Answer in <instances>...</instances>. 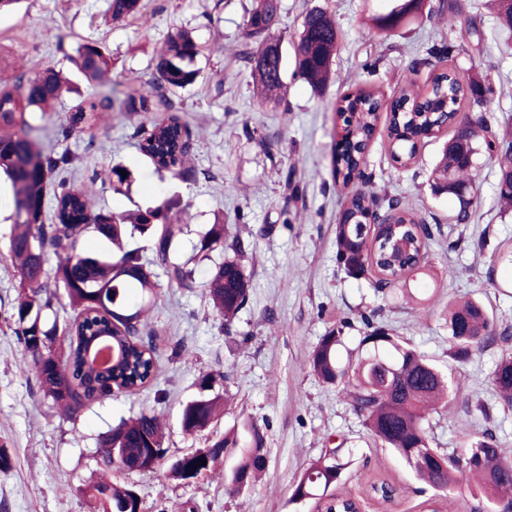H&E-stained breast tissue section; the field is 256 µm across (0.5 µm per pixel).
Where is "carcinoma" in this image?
<instances>
[{
    "label": "carcinoma",
    "instance_id": "cac0c4a2",
    "mask_svg": "<svg viewBox=\"0 0 512 512\" xmlns=\"http://www.w3.org/2000/svg\"><path fill=\"white\" fill-rule=\"evenodd\" d=\"M497 26L494 34L512 42V7L505 0H488ZM143 0H109L108 10L115 21L142 11ZM283 9L282 0H253L246 20V36L258 45L253 57L256 89L265 100L284 87L285 63L275 30ZM430 18L448 19L449 26H460L466 39L485 42L486 35L475 25L459 0H391L385 14L370 17L372 27L389 31L407 18L421 13ZM338 27L331 11L314 6L306 13L295 37L294 74L309 86L320 89L331 78L336 54ZM198 55L192 32H171L159 55L155 69L161 86L184 89L199 75ZM75 64L89 82H96L109 70L110 57L95 43L76 50ZM428 64L409 59L403 67L399 95L387 100L370 86H360L343 97L337 109L348 132L349 141L333 156L332 178L342 186H353L347 193L336 224V257L352 277L377 273L379 291L392 284H406L407 270L426 263L430 234L419 231L420 222L397 196L386 199L385 211L393 215L399 228L372 238L365 230L378 199L364 185L371 175L365 172L367 150L380 113L386 112L389 150L404 168L415 164L418 145L424 138L453 130L444 146L442 158L433 169L432 190L457 199L456 221L467 222L478 205V189L473 187V171L479 155L485 164L497 169L499 201L512 206V140L498 138L485 122L459 121L462 107L480 112L496 94L487 74L464 76L453 67L433 68L425 87L416 83L418 70ZM63 76L47 69L34 76L20 77L11 89L0 90V174L12 187L15 224L8 243V254L20 278V298L16 312L17 335L26 356L27 369L35 374L44 398L75 416L91 404L109 397L112 390L139 392L155 380L158 355L150 333L146 332V307L157 297L154 266L164 268L170 282L180 288L195 283V269L172 260L183 233L185 209L166 196L160 205L136 213L104 212L93 208V191L86 187L61 186L54 192L55 223H44V200L52 175L63 169L70 157L46 150L34 136L35 127L27 112L50 109L60 97ZM111 107V98L102 95L71 114L63 135L90 125L97 112ZM138 150L158 173L191 180L196 172L187 165L190 136L177 118L138 128ZM95 234L112 244L108 252H92L85 239ZM153 241V258L146 260L136 249L126 248L135 236ZM230 250L234 256L213 263L204 281L209 303L215 314L230 325L250 295V280L241 262L244 243L226 238L224 220L199 233L195 257L212 260V253ZM56 259L53 274L46 264ZM65 298L73 311L69 323L58 328L47 323L43 313ZM451 355L465 362L474 352L508 335L509 327L496 330V319L479 302L467 300L448 306L446 317ZM366 331L359 341L355 358L343 363L339 346L341 328L328 330L315 347L310 366L322 382L341 389L344 397L362 418L375 443L391 449L435 490H457L479 495L512 512V470L507 466L490 469L485 460L504 461L495 437L490 433L463 434L462 450L448 454L432 446L426 424L431 415L448 403L450 377L410 343L389 330L364 321ZM63 344L55 345L58 334ZM102 336L120 350L118 356L90 365L86 348ZM491 384L499 402L512 409V354L496 363ZM225 399L201 396L187 402L181 412L182 428L193 434L212 423L224 409ZM254 446L244 448L238 464L224 475V484L240 477L253 482L266 465L263 437L252 429ZM165 431L158 417L142 412L123 421L99 440L98 455L107 471L116 467L130 472H152L166 455ZM235 435H225L204 448L201 456L184 455L182 464L169 467V477L186 481L201 471L212 473L225 449L235 448ZM206 460V465L198 460ZM344 464L336 453L312 462L296 481L293 498L303 500L321 496V506L332 509V501L345 499L328 489L339 481ZM130 486L117 484L104 476L89 487L93 512H136Z\"/></svg>",
    "mask_w": 512,
    "mask_h": 512
}]
</instances>
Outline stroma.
<instances>
[{
  "label": "stroma",
  "mask_w": 512,
  "mask_h": 512,
  "mask_svg": "<svg viewBox=\"0 0 512 512\" xmlns=\"http://www.w3.org/2000/svg\"><path fill=\"white\" fill-rule=\"evenodd\" d=\"M251 2L145 0L140 14L118 23L108 0H20L0 13V87L46 69L71 80L53 111L33 119L50 132L106 88L122 99L138 95L155 80V58L170 32L192 31L200 75L173 100L195 147L196 181L173 182L153 172L136 147L135 128L168 115L156 98L145 112L111 107L92 132L72 131L53 147L71 158L62 178L92 187L98 208H143L162 191L179 196L186 207L181 258L192 256L199 231L223 213L227 235L241 236L250 252L245 266L251 282L248 303L227 328L208 302L204 272H197L192 289L158 273V296L149 312L159 355L155 381L138 394L117 393L77 416H64L23 369L15 325L19 276L6 249L14 224L12 188L1 177L0 447L11 452L13 467L0 472V512H92L88 487L100 474V437L150 409L166 424L168 459L229 432L239 445L226 450L217 475L190 483L169 479L164 466L148 473L113 470V480L135 486L141 512H318L317 500H294L292 486L332 448L344 464L336 489L361 500L364 512H424L436 490L375 444L340 390L310 368L311 352L329 329L343 327L352 349L369 322L406 338L457 382L447 410L430 420L434 447L451 451L459 448L462 433L488 431L512 458V410L497 404L490 383L501 355L512 353V337L459 363L448 354L445 322L450 303L473 298L498 322L512 325V263L498 259L512 250V210L500 207L494 169L479 166V206L468 223H456L457 200L431 189L446 135L424 139L416 163L403 169L390 157L385 123L377 125L367 155L371 186L402 198L430 227L427 269L410 274L406 286L434 289L429 302L403 297L396 285L375 291L370 279L350 277L338 264L335 228L346 191L334 186L331 173L343 129L337 112L342 97L361 85L393 94L404 61L427 58L440 42L449 51L447 65L464 75H491L497 94L482 114L491 129L512 125V51H498L489 41L463 53L459 31L437 28L421 16L387 34L370 28L368 16L384 12L385 0H282L276 35L285 56L293 54L304 12L316 5L333 12L339 41L325 90L290 77L282 103H263L251 76L257 45L244 30ZM88 41L112 61L109 74L95 83L72 63L77 47ZM117 164L131 173L118 190L111 173ZM204 392L226 396V410L204 431L185 433L181 409ZM255 428L264 436L265 471L258 482L229 493L224 475L249 447Z\"/></svg>",
  "instance_id": "35a3bbf8"
}]
</instances>
